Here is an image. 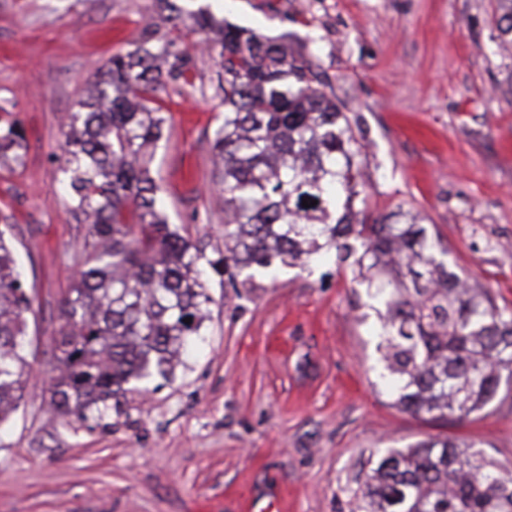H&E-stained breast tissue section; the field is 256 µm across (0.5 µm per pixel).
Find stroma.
Wrapping results in <instances>:
<instances>
[{
    "label": "stroma",
    "instance_id": "obj_1",
    "mask_svg": "<svg viewBox=\"0 0 512 512\" xmlns=\"http://www.w3.org/2000/svg\"><path fill=\"white\" fill-rule=\"evenodd\" d=\"M495 0H188L263 36L307 45L316 87L348 115L371 218L415 216L470 282L512 309V54ZM161 23L156 0H0V120L25 134L0 168V214L30 289L29 390L0 429V512H339L372 452L429 438L481 444L512 470V381L469 420L392 403L376 371V317L335 260L279 268L252 288L208 273L203 338L171 381L83 422L46 392L59 302L88 230L63 190V125L96 68ZM193 82L160 97L168 137L154 170L171 223L206 259L224 254L210 145L224 113L218 56L181 28Z\"/></svg>",
    "mask_w": 512,
    "mask_h": 512
}]
</instances>
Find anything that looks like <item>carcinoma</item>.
<instances>
[{
    "label": "carcinoma",
    "mask_w": 512,
    "mask_h": 512,
    "mask_svg": "<svg viewBox=\"0 0 512 512\" xmlns=\"http://www.w3.org/2000/svg\"><path fill=\"white\" fill-rule=\"evenodd\" d=\"M496 2L497 39L509 47L512 0ZM188 19L219 58L224 121L212 153L228 282L334 257L373 301L380 378L394 404L458 421L483 412L512 378V312L443 259L440 238L388 216L368 221L357 207L361 146L346 113L312 86L311 59L203 10ZM192 68L178 38L148 27L95 72L69 117L65 192L89 228L54 337L48 391L59 417L98 420L138 385L172 378L208 319L204 253L169 223L152 176L166 122L158 93L190 83ZM23 140L16 124L0 125V166L20 162ZM31 303L0 229V425L25 398ZM354 483L349 512H512V475L474 442L389 448Z\"/></svg>",
    "instance_id": "obj_1"
}]
</instances>
